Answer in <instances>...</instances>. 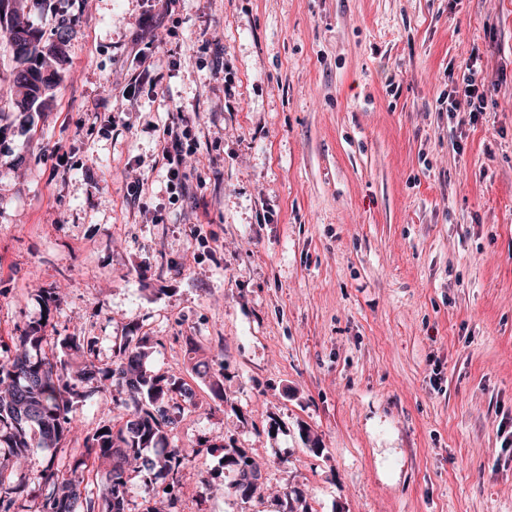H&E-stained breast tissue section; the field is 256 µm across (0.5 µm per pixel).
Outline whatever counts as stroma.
<instances>
[{"instance_id": "35a3bbf8", "label": "stroma", "mask_w": 512, "mask_h": 512, "mask_svg": "<svg viewBox=\"0 0 512 512\" xmlns=\"http://www.w3.org/2000/svg\"><path fill=\"white\" fill-rule=\"evenodd\" d=\"M45 111L5 110L0 338L147 337L194 451L174 512H512V0H49ZM150 50L156 90L134 84ZM476 56L489 105L438 98ZM189 122L172 197L158 154ZM461 150H454V143ZM59 298L44 300L40 289ZM121 385L74 401L121 425ZM263 458L231 487L227 449Z\"/></svg>"}]
</instances>
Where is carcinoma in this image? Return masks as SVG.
<instances>
[{"label":"carcinoma","mask_w":512,"mask_h":512,"mask_svg":"<svg viewBox=\"0 0 512 512\" xmlns=\"http://www.w3.org/2000/svg\"><path fill=\"white\" fill-rule=\"evenodd\" d=\"M45 0H0V50L17 63L13 84L24 89L22 96L10 99L15 112H35L47 104L60 72L67 63L66 46L78 24L75 14L59 21L53 37L46 39L41 29L21 22V16L41 9ZM46 325L33 323L19 336L11 338L13 358L0 363V444L11 455L22 459L33 448H63L74 433L71 414L73 401L95 394H106V382L117 377L130 393L123 402L128 415L136 419L137 429L128 424L118 429L105 427L84 439V448L72 454L68 470L61 471L50 457L33 481L39 492L38 512H125L127 482L133 473H165L172 483L180 481L189 462L182 450L173 448L152 457L144 454L167 440L168 428L175 424L161 407L169 391L190 393L184 384L153 374L145 367L148 357L146 338L125 340L113 351V367L96 365L95 341L84 336H66L60 346L82 359L83 367L72 371L41 355ZM229 460L237 466V479L231 487L244 497L252 496L258 486L251 484L256 467L238 448L231 449ZM98 478L97 497H82V484L90 473ZM0 469V512H17L16 496L6 484Z\"/></svg>","instance_id":"1"}]
</instances>
